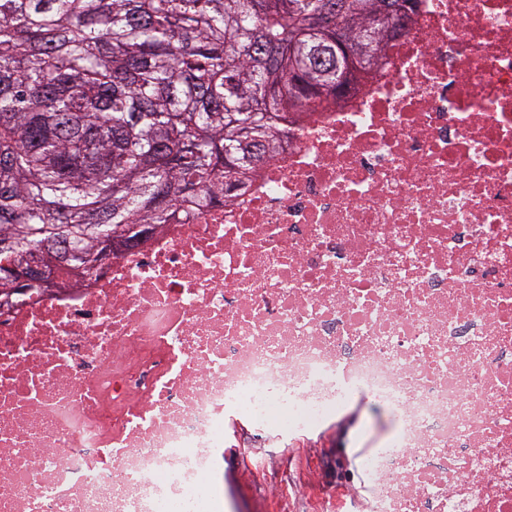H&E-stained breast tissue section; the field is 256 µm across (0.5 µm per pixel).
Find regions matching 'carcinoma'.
<instances>
[{"instance_id":"obj_1","label":"carcinoma","mask_w":512,"mask_h":512,"mask_svg":"<svg viewBox=\"0 0 512 512\" xmlns=\"http://www.w3.org/2000/svg\"><path fill=\"white\" fill-rule=\"evenodd\" d=\"M411 0H0V271L67 288L105 238L246 182L292 101L332 92L371 16Z\"/></svg>"}]
</instances>
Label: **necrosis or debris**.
Wrapping results in <instances>:
<instances>
[{
	"label": "necrosis or debris",
	"instance_id": "necrosis-or-debris-1",
	"mask_svg": "<svg viewBox=\"0 0 512 512\" xmlns=\"http://www.w3.org/2000/svg\"><path fill=\"white\" fill-rule=\"evenodd\" d=\"M357 391L365 512H512V0H418L246 189L0 308V512H220L227 427Z\"/></svg>",
	"mask_w": 512,
	"mask_h": 512
}]
</instances>
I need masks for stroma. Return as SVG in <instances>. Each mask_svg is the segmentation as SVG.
I'll return each instance as SVG.
<instances>
[{
  "mask_svg": "<svg viewBox=\"0 0 512 512\" xmlns=\"http://www.w3.org/2000/svg\"><path fill=\"white\" fill-rule=\"evenodd\" d=\"M394 412L371 396L355 395L347 410L327 420L305 438H275L272 432H245L244 447L225 448L221 458L224 512H276L266 495L268 486H290L303 476L304 455L321 462L320 491L335 501L333 512H360L348 489H363L362 451L380 448L392 438Z\"/></svg>",
  "mask_w": 512,
  "mask_h": 512,
  "instance_id": "35a3bbf8",
  "label": "stroma"
}]
</instances>
